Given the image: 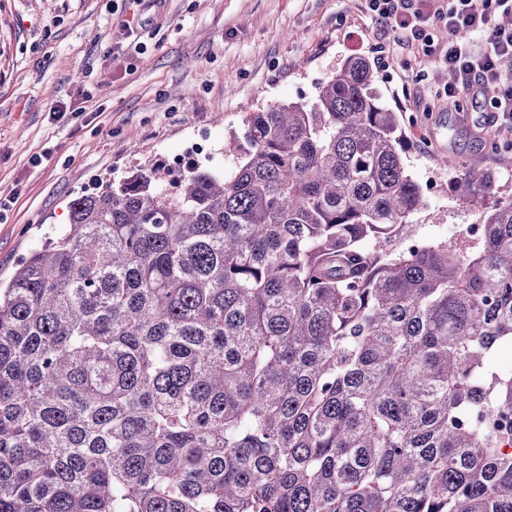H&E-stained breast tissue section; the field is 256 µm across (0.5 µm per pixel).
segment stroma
Here are the masks:
<instances>
[{
	"instance_id": "1",
	"label": "stroma",
	"mask_w": 512,
	"mask_h": 512,
	"mask_svg": "<svg viewBox=\"0 0 512 512\" xmlns=\"http://www.w3.org/2000/svg\"><path fill=\"white\" fill-rule=\"evenodd\" d=\"M365 0H0V281L68 223V203L136 166L195 165V134L224 160L250 112L310 100L353 56L378 71L405 120L408 169L433 181L413 222L428 241L463 239L485 208L512 197V132L490 127L483 99L443 94L448 31L437 53L393 45ZM66 112L54 120V109ZM48 160L32 166V156ZM471 178V200L454 182Z\"/></svg>"
}]
</instances>
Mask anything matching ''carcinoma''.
<instances>
[{
	"label": "carcinoma",
	"instance_id": "1",
	"mask_svg": "<svg viewBox=\"0 0 512 512\" xmlns=\"http://www.w3.org/2000/svg\"><path fill=\"white\" fill-rule=\"evenodd\" d=\"M402 121L350 57L73 198L0 287V512H512V198L398 248Z\"/></svg>",
	"mask_w": 512,
	"mask_h": 512
}]
</instances>
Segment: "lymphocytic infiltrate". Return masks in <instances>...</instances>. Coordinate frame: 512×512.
I'll list each match as a JSON object with an SVG mask.
<instances>
[{
	"label": "lymphocytic infiltrate",
	"instance_id": "lymphocytic-infiltrate-1",
	"mask_svg": "<svg viewBox=\"0 0 512 512\" xmlns=\"http://www.w3.org/2000/svg\"><path fill=\"white\" fill-rule=\"evenodd\" d=\"M419 0H366L368 13L392 32L394 42L407 44L423 55L434 54L429 32L431 20L448 28V48L443 62L455 75L445 86L450 104L465 95L483 96L493 110L491 125L512 128V80L504 67L512 62V27L498 25L497 17L512 15V0H446V6L430 15L418 6ZM480 40L474 50L472 40Z\"/></svg>",
	"mask_w": 512,
	"mask_h": 512
}]
</instances>
